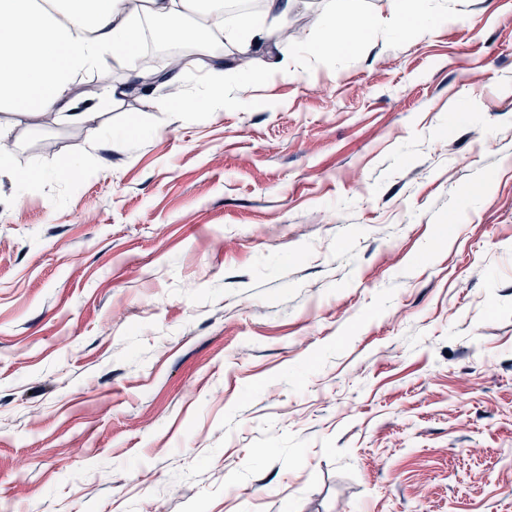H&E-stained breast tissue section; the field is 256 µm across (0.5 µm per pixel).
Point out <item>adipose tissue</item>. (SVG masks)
<instances>
[{
    "mask_svg": "<svg viewBox=\"0 0 512 512\" xmlns=\"http://www.w3.org/2000/svg\"><path fill=\"white\" fill-rule=\"evenodd\" d=\"M199 3L243 55L267 49L298 6V0H265L262 20L242 23L225 19L224 0H144L139 11L128 0H0V112L61 108L70 110L71 120L92 119V110L78 108L75 90L83 75L112 60L133 61L143 18L166 20V40L186 38L182 18Z\"/></svg>",
    "mask_w": 512,
    "mask_h": 512,
    "instance_id": "1",
    "label": "adipose tissue"
}]
</instances>
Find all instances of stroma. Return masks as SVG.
<instances>
[{
  "label": "stroma",
  "mask_w": 512,
  "mask_h": 512,
  "mask_svg": "<svg viewBox=\"0 0 512 512\" xmlns=\"http://www.w3.org/2000/svg\"><path fill=\"white\" fill-rule=\"evenodd\" d=\"M447 6L0 113V512H512V0ZM163 61L167 64L169 70L177 71L175 74L170 76L167 81L170 85H175L178 88L177 93L171 96V101L167 103H157L154 105L159 112H164L168 104L170 103H181L185 104L187 102L194 103L197 102V98L194 96H186V79L195 71L202 70L205 65L200 60H193L183 67L179 69V67L186 61V57L183 52L178 50H173L170 48H166L162 53Z\"/></svg>",
  "instance_id": "1"
}]
</instances>
